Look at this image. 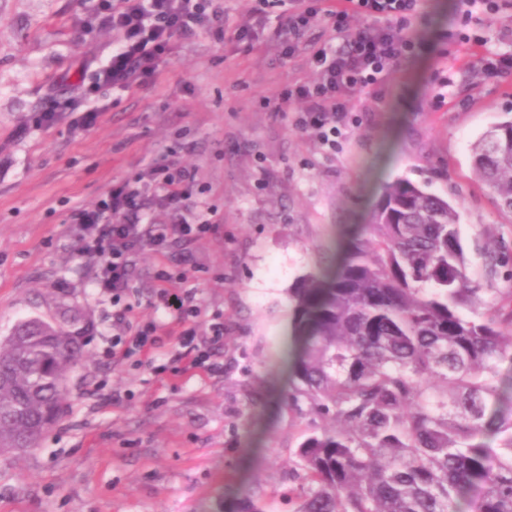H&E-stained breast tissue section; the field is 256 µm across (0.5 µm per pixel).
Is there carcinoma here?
<instances>
[{
    "instance_id": "cac0c4a2",
    "label": "carcinoma",
    "mask_w": 512,
    "mask_h": 512,
    "mask_svg": "<svg viewBox=\"0 0 512 512\" xmlns=\"http://www.w3.org/2000/svg\"><path fill=\"white\" fill-rule=\"evenodd\" d=\"M473 169L512 213V121L477 142ZM450 201L386 184L335 269L300 276L290 400L329 427L295 451L298 512H512V288L506 243L471 278ZM78 310L0 340V452L42 437L83 354Z\"/></svg>"
}]
</instances>
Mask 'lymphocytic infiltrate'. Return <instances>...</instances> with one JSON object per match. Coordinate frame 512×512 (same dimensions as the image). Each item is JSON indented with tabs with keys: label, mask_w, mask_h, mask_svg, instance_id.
I'll use <instances>...</instances> for the list:
<instances>
[{
	"label": "lymphocytic infiltrate",
	"mask_w": 512,
	"mask_h": 512,
	"mask_svg": "<svg viewBox=\"0 0 512 512\" xmlns=\"http://www.w3.org/2000/svg\"><path fill=\"white\" fill-rule=\"evenodd\" d=\"M257 17L266 8H283L284 50L293 52L301 34L317 14L333 21L337 45L314 51L316 76L312 81L291 83L279 93L275 111L292 115L300 131H318L324 144L336 145V128L351 112L350 100L384 88L390 75L411 57L415 43L412 21L420 0H326L325 11L308 6L306 0H256ZM95 14L117 38L109 62L93 72L89 91L112 88L127 91L148 84L175 52L179 43L204 30H223L226 19L220 0H97ZM381 17L386 28L352 32L351 15ZM193 169L171 159L147 164L141 173L112 185L93 207L72 210L70 221L80 251L96 263L95 284L101 295L111 297L112 345L103 353L107 361H133L138 367H153L154 355L173 346L177 373H218L224 364L217 351L224 344V325L211 323L199 334L197 320L202 310L191 294L172 289V279H186L194 265L187 245L213 232L214 210L198 222L182 220L183 212L200 197L195 190ZM176 214L173 224L150 227L149 210ZM166 248L184 245L179 273L158 269L156 297L171 324L137 318L122 302L136 259L145 245Z\"/></svg>",
	"instance_id": "obj_1"
}]
</instances>
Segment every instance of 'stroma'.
<instances>
[{
  "label": "stroma",
  "mask_w": 512,
  "mask_h": 512,
  "mask_svg": "<svg viewBox=\"0 0 512 512\" xmlns=\"http://www.w3.org/2000/svg\"><path fill=\"white\" fill-rule=\"evenodd\" d=\"M498 2L468 29L487 37L483 49L459 40L457 0H422L413 57L379 97L362 96L331 149L265 106L314 78L309 43L329 41L327 21L289 58L272 12L251 46L205 31L148 88L84 99L72 75L107 64L115 41L91 0H0V337L58 301L88 330L59 420L37 448L0 453V512H234L248 499L297 512L288 473L309 424L282 366L289 288L332 262L334 240L365 223L382 184L398 178L459 202L472 269L498 241L512 243V214L472 166L474 143L512 118V0ZM51 103L58 119L36 126ZM97 107L94 127L74 129ZM184 142L194 150L178 158L196 169L218 226L190 244L196 270L177 286L195 293L200 329L221 317L224 371L158 376L103 358L112 301L76 250L70 213ZM177 259L174 249L138 256L127 301L139 318L165 320L154 273Z\"/></svg>",
  "instance_id": "35a3bbf8"
}]
</instances>
